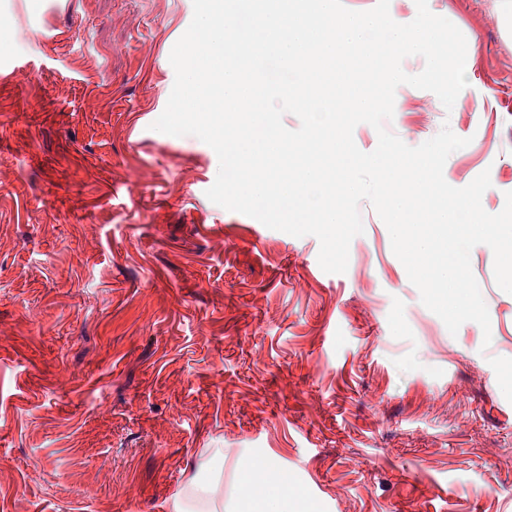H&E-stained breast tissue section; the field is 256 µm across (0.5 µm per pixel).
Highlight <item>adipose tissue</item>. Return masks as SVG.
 <instances>
[{
	"label": "adipose tissue",
	"mask_w": 512,
	"mask_h": 512,
	"mask_svg": "<svg viewBox=\"0 0 512 512\" xmlns=\"http://www.w3.org/2000/svg\"><path fill=\"white\" fill-rule=\"evenodd\" d=\"M224 480V451L207 448L198 458L195 473L170 501V512H223L220 489ZM288 473L265 455L251 457L240 484L245 512H288Z\"/></svg>",
	"instance_id": "adipose-tissue-1"
}]
</instances>
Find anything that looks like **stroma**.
Wrapping results in <instances>:
<instances>
[{
    "label": "stroma",
    "instance_id": "obj_1",
    "mask_svg": "<svg viewBox=\"0 0 512 512\" xmlns=\"http://www.w3.org/2000/svg\"><path fill=\"white\" fill-rule=\"evenodd\" d=\"M477 41L466 97L386 127L471 143L445 180L512 191V0H428ZM0 512H169L207 448L224 512L250 452L291 512H512V294L471 251L491 342L421 302L369 201L346 273L226 210L219 162L152 130L192 0H0Z\"/></svg>",
    "mask_w": 512,
    "mask_h": 512
}]
</instances>
